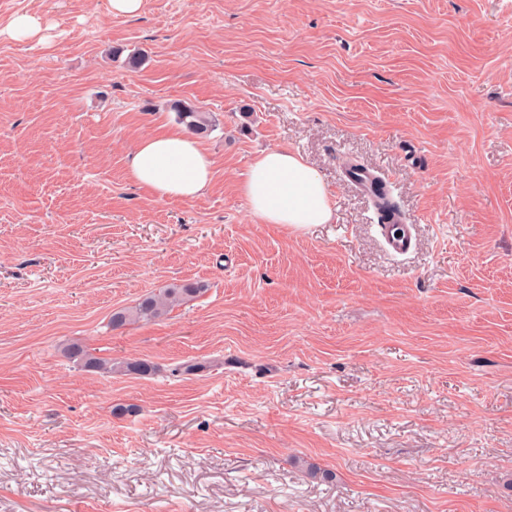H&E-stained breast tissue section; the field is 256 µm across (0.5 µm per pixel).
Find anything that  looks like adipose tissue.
Masks as SVG:
<instances>
[{
	"label": "adipose tissue",
	"instance_id": "ef3b65f1",
	"mask_svg": "<svg viewBox=\"0 0 512 512\" xmlns=\"http://www.w3.org/2000/svg\"><path fill=\"white\" fill-rule=\"evenodd\" d=\"M128 174L157 199L192 200L209 188L213 162L198 140L174 128L144 138L130 158ZM238 190L250 215L263 224L302 229L333 219L331 193L320 171L285 148L260 152Z\"/></svg>",
	"mask_w": 512,
	"mask_h": 512
}]
</instances>
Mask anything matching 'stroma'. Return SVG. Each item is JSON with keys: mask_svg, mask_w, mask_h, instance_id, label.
I'll use <instances>...</instances> for the list:
<instances>
[{"mask_svg": "<svg viewBox=\"0 0 512 512\" xmlns=\"http://www.w3.org/2000/svg\"><path fill=\"white\" fill-rule=\"evenodd\" d=\"M23 14L41 34L5 35ZM176 103L215 121L192 201L127 175ZM275 147L332 223L251 217ZM343 154L389 177L411 252ZM511 473L512 0H0V512H512ZM378 210L382 225L380 232L388 248L398 254L409 252L414 247V241L402 214L380 208ZM202 290L196 283H183L165 288L159 294L143 298L137 306L125 309L112 315L113 327L140 320L157 319L165 315L171 308L195 297ZM64 354L72 359L78 358L84 363V367L94 370L102 371L103 373H112L115 368L127 372V374L145 375L152 370V366L143 360H134L115 364L90 356L84 348L78 343H71L64 349Z\"/></svg>", "mask_w": 512, "mask_h": 512, "instance_id": "35a3bbf8", "label": "stroma"}]
</instances>
